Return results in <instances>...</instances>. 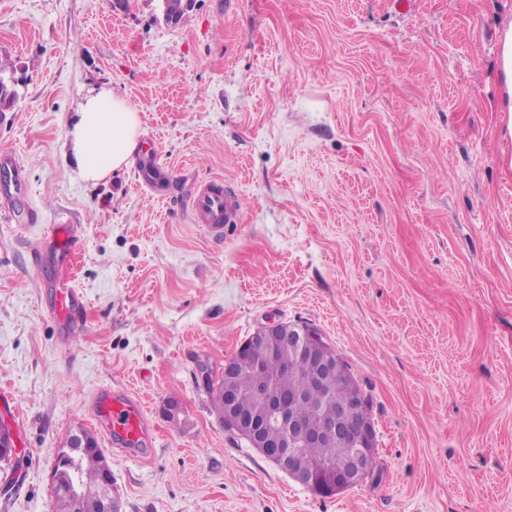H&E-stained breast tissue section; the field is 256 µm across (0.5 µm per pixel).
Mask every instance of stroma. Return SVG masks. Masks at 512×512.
I'll use <instances>...</instances> for the list:
<instances>
[{"label": "stroma", "mask_w": 512, "mask_h": 512, "mask_svg": "<svg viewBox=\"0 0 512 512\" xmlns=\"http://www.w3.org/2000/svg\"><path fill=\"white\" fill-rule=\"evenodd\" d=\"M395 2L191 0L173 25L157 0H0L20 92L0 151L28 186L0 223V412L22 448L0 512H56V455L102 386L154 429L135 457L98 442L122 512H512V0ZM103 89L170 180L79 176L67 122ZM216 178L241 202L220 241L183 199ZM32 224L83 229L87 327L64 346ZM269 322L313 324L350 364L373 479L317 496L225 434L199 368ZM501 64L504 74L500 111L512 112V23L503 31Z\"/></svg>", "instance_id": "obj_1"}]
</instances>
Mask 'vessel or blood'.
<instances>
[{
  "instance_id": "vessel-or-blood-1",
  "label": "vessel or blood",
  "mask_w": 512,
  "mask_h": 512,
  "mask_svg": "<svg viewBox=\"0 0 512 512\" xmlns=\"http://www.w3.org/2000/svg\"><path fill=\"white\" fill-rule=\"evenodd\" d=\"M25 189L18 158L10 153H1V221H13L9 202ZM187 197L195 222L209 237L223 236L225 229L240 221V203L225 189L222 181L190 185ZM81 240L78 225L43 224L39 227L38 241L31 249L34 267L51 265L58 272L47 311L58 322L65 337L82 330L86 322L85 295L70 275V262L77 254ZM89 411L96 428L107 437L110 445L132 451L148 444L154 437L143 402L131 394H115L108 388L97 389L89 399Z\"/></svg>"
}]
</instances>
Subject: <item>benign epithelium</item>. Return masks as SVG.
<instances>
[{
    "label": "benign epithelium",
    "mask_w": 512,
    "mask_h": 512,
    "mask_svg": "<svg viewBox=\"0 0 512 512\" xmlns=\"http://www.w3.org/2000/svg\"><path fill=\"white\" fill-rule=\"evenodd\" d=\"M276 351L288 352V368L303 369L317 382L319 389L310 399L320 402L324 392L336 391V414L326 416L313 410L309 416L296 412L303 397L277 388L273 383L258 385L254 398L260 414L250 416L238 405L235 395L224 388V432L243 440L264 457L284 470L297 483L320 496H332L351 489L368 479L370 461L376 455L377 430L368 419L366 395L353 375L348 362L310 323H266L257 328L224 363L218 375L204 372L205 385L218 378L231 380L249 365L258 366L262 355ZM329 444L341 449L339 467H313L304 457V449ZM87 447L81 432L70 438L69 445L58 453L53 477L68 467L77 449ZM20 448L10 434L8 421L0 416V460L18 461ZM100 491V512H119L112 496V470L103 472ZM84 494L81 482L71 480L61 496L77 512Z\"/></svg>",
    "instance_id": "benign-epithelium-1"
}]
</instances>
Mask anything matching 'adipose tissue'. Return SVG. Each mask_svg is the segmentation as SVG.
<instances>
[{
	"label": "adipose tissue",
	"instance_id": "ef3b65f1",
	"mask_svg": "<svg viewBox=\"0 0 512 512\" xmlns=\"http://www.w3.org/2000/svg\"><path fill=\"white\" fill-rule=\"evenodd\" d=\"M139 134V116L122 99L108 90L89 97L68 131L79 175L96 183L129 165Z\"/></svg>",
	"mask_w": 512,
	"mask_h": 512
}]
</instances>
